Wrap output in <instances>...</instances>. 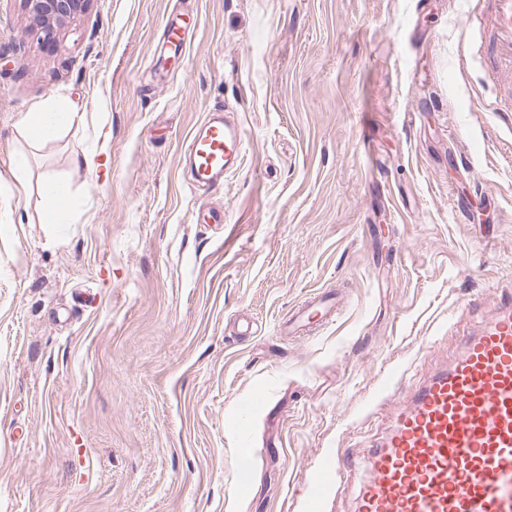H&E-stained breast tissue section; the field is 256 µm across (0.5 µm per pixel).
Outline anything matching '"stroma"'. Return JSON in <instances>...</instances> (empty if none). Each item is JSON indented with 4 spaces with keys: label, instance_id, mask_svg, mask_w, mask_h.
Masks as SVG:
<instances>
[{
    "label": "stroma",
    "instance_id": "35a3bbf8",
    "mask_svg": "<svg viewBox=\"0 0 512 512\" xmlns=\"http://www.w3.org/2000/svg\"><path fill=\"white\" fill-rule=\"evenodd\" d=\"M468 2L94 0L55 46L0 0V512H350L352 483L303 502L322 454L512 289V123ZM69 102L86 123L31 147L20 117ZM220 107L246 153L209 192L182 151ZM323 291L338 317L289 336ZM239 447L238 457L240 463L238 467L237 484L241 488H247L252 481V448L250 442L245 438L242 439Z\"/></svg>",
    "mask_w": 512,
    "mask_h": 512
}]
</instances>
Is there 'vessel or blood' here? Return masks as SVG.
<instances>
[{
    "label": "vessel or blood",
    "mask_w": 512,
    "mask_h": 512,
    "mask_svg": "<svg viewBox=\"0 0 512 512\" xmlns=\"http://www.w3.org/2000/svg\"><path fill=\"white\" fill-rule=\"evenodd\" d=\"M465 26L493 86L512 93V0H476ZM243 146L237 124L210 114L187 142L194 184H222ZM332 308L329 294L307 298L297 322L312 328ZM460 343L449 363L407 387L402 403L386 405V427L363 456L322 457L304 501L325 499L330 480L360 471L353 512H512V291Z\"/></svg>",
    "instance_id": "obj_1"
}]
</instances>
